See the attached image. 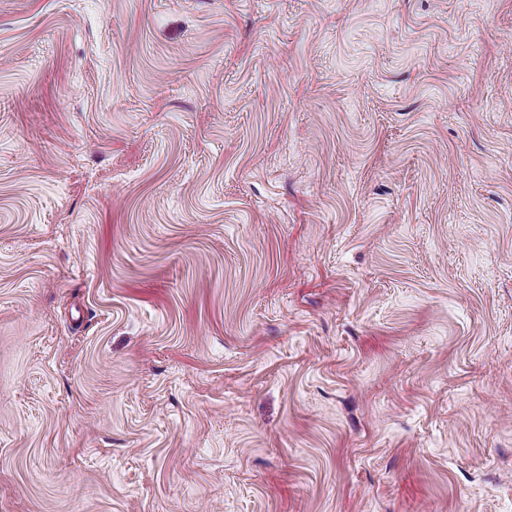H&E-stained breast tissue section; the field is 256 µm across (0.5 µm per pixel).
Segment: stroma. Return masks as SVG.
I'll return each instance as SVG.
<instances>
[{"label":"stroma","mask_w":512,"mask_h":512,"mask_svg":"<svg viewBox=\"0 0 512 512\" xmlns=\"http://www.w3.org/2000/svg\"><path fill=\"white\" fill-rule=\"evenodd\" d=\"M0 512H512V0H0Z\"/></svg>","instance_id":"stroma-1"}]
</instances>
